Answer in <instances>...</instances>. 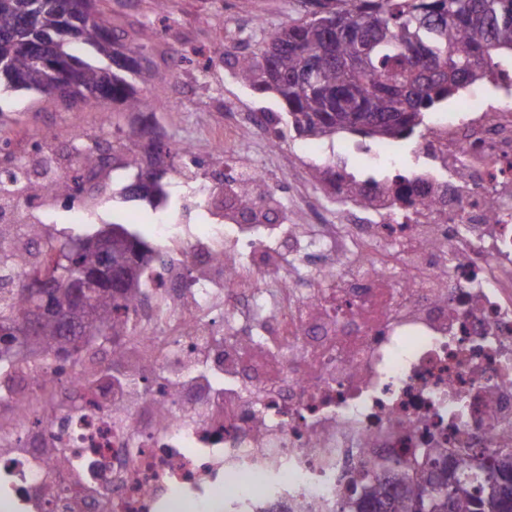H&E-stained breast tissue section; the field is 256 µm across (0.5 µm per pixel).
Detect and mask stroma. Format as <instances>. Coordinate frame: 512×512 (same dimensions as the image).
I'll use <instances>...</instances> for the list:
<instances>
[{
  "instance_id": "35a3bbf8",
  "label": "stroma",
  "mask_w": 512,
  "mask_h": 512,
  "mask_svg": "<svg viewBox=\"0 0 512 512\" xmlns=\"http://www.w3.org/2000/svg\"><path fill=\"white\" fill-rule=\"evenodd\" d=\"M99 7L109 27L158 31L150 47L158 77L147 89L158 105L151 119L153 130L163 142L188 144L192 151L174 158V172L162 179L169 198L159 206L125 199L126 180L118 171L108 179L106 194L94 201L50 199L37 205L33 215L58 238L89 234L112 223L130 224L142 233L162 220L191 224L202 232L209 225L223 223L224 161L208 153L215 137L223 138L225 156H233L239 166L269 172L270 186L282 209H291L298 189L320 190V183L309 175L307 161L301 164V179L288 182L283 178L281 160L296 157L303 143L294 132H287L273 150L250 126L224 125L228 112L279 111L275 100L237 82L224 58L257 48L290 20L301 17L308 8L306 0H168L161 13L152 0H101ZM0 110L12 129L53 127L59 134L54 147L63 171L77 163L69 149L71 128L85 129L103 146L112 144L111 129L102 127L97 113L82 105L68 108L44 102L32 91L1 89Z\"/></svg>"
}]
</instances>
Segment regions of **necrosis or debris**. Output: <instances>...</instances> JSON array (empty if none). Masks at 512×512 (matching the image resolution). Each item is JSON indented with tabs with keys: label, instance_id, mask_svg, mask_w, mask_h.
Here are the masks:
<instances>
[{
	"label": "necrosis or debris",
	"instance_id": "obj_1",
	"mask_svg": "<svg viewBox=\"0 0 512 512\" xmlns=\"http://www.w3.org/2000/svg\"><path fill=\"white\" fill-rule=\"evenodd\" d=\"M379 180L373 207L343 190L297 196L308 224L288 252L236 215L187 238L150 230L155 253L116 349L153 373L88 387L73 362H42L15 385L29 404L0 424L18 450L0 458L13 512H332L361 461L407 448L457 455L512 448V65L489 60L428 132L402 145L352 141ZM245 235L250 266L213 264L224 234ZM66 376L79 400L51 393ZM78 478L40 500L45 441Z\"/></svg>",
	"mask_w": 512,
	"mask_h": 512
}]
</instances>
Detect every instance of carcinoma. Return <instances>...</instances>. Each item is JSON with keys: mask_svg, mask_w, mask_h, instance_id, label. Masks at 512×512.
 Instances as JSON below:
<instances>
[{"mask_svg": "<svg viewBox=\"0 0 512 512\" xmlns=\"http://www.w3.org/2000/svg\"><path fill=\"white\" fill-rule=\"evenodd\" d=\"M97 0H11L0 3V82L19 84L38 92L44 101H80L100 110L104 103L118 104L127 112H153L156 106L144 94L155 77L149 57L152 35L142 30L121 38L110 30ZM307 14L289 22L255 51L227 59L238 82L268 94L285 108V122L296 135L318 139L347 132L361 137H412L448 98L465 84L482 78L491 52L512 53V0H309ZM77 10L80 25L72 34H60L61 16ZM33 30H22L25 24ZM54 43L52 53L67 67L68 80L57 84L51 76L34 77L37 64L18 39ZM365 46L369 63L353 68ZM146 128L124 135L112 128V152L100 143L74 140L78 163L69 174H59L55 158L0 160V208L49 198L77 199L89 175L107 168L133 176L126 191L154 203L166 197L161 179L172 169L170 160L187 147L152 144V160L143 166L142 144ZM224 209H232L247 224H275L280 203L266 181L244 187L224 183ZM104 249L72 248L50 235L39 220L21 215L18 225L0 222V369L15 365L21 348L19 333L31 316L40 330L24 336L27 347L46 358L71 357L80 348L83 326L110 331V338L130 333L125 310L139 292L144 249L139 233L114 223L105 236ZM121 266L126 280L110 288L92 289L81 306L73 301L64 271L86 267ZM425 462L416 480L400 476L404 459L387 466L367 465L346 493L336 501L335 512H359L365 494L373 512H421L448 468L457 474H477L472 481L452 487V512H512V502L491 508L492 495L484 473L499 475L512 484V450L453 456L445 448L424 449ZM47 480L38 491L53 497L62 485L55 478L68 472L64 452L44 457Z\"/></svg>", "mask_w": 512, "mask_h": 512, "instance_id": "cac0c4a2", "label": "carcinoma"}]
</instances>
